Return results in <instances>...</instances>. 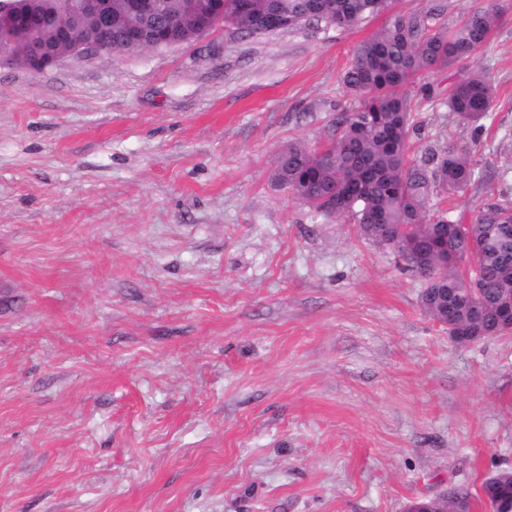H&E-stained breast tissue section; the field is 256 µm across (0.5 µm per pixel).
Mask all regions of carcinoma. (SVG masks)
Wrapping results in <instances>:
<instances>
[{
	"label": "carcinoma",
	"mask_w": 512,
	"mask_h": 512,
	"mask_svg": "<svg viewBox=\"0 0 512 512\" xmlns=\"http://www.w3.org/2000/svg\"><path fill=\"white\" fill-rule=\"evenodd\" d=\"M332 14L317 16L323 2ZM165 17L150 19L151 36L188 42L198 36L201 19L186 9L190 0H159ZM128 0H112V46L123 43ZM391 0H224V24L242 36L272 11L288 14L289 28L321 24L354 28L369 17L389 12L383 27L361 42L344 72L343 84L354 106L337 115L315 147L290 143L278 155L279 185L326 218L348 217L372 243L395 251L408 269L423 278L420 301L438 323L456 318L466 336L479 342L504 335L498 310L504 276L512 273V205L488 199L468 224L451 218L435 200L465 191L475 180L473 155L448 145L410 153L413 122L411 88L433 95L421 76L455 66L463 71L444 104L456 117L480 131L492 112L495 88L485 72L471 64L487 46L499 23L491 6L472 10L454 26L442 20L444 9L390 11ZM68 30L75 41L89 36L78 18L53 25L28 19V31L50 48ZM446 238L448 252L438 259L434 244ZM492 508L512 497V480L481 485Z\"/></svg>",
	"instance_id": "cac0c4a2"
}]
</instances>
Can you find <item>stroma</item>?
Instances as JSON below:
<instances>
[{
  "label": "stroma",
  "instance_id": "35a3bbf8",
  "mask_svg": "<svg viewBox=\"0 0 512 512\" xmlns=\"http://www.w3.org/2000/svg\"><path fill=\"white\" fill-rule=\"evenodd\" d=\"M481 133L414 96L413 152L471 151L512 203V0ZM385 15L0 64V512H405L512 470V333L459 345L421 278L273 180L354 98Z\"/></svg>",
  "mask_w": 512,
  "mask_h": 512
}]
</instances>
